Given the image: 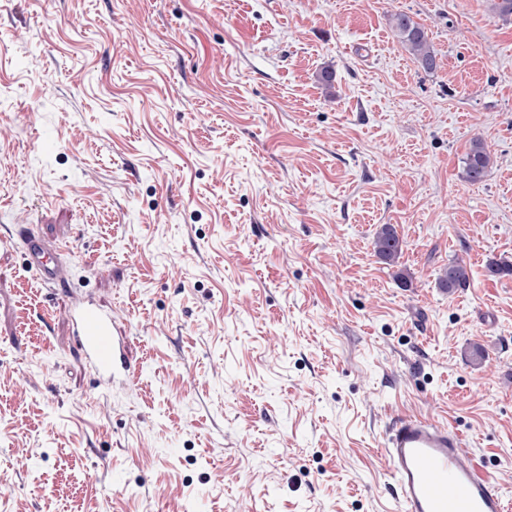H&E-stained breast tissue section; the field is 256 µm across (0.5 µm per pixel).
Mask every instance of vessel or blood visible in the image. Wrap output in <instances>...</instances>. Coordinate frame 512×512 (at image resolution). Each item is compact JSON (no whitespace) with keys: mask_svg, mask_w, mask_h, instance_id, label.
I'll return each instance as SVG.
<instances>
[{"mask_svg":"<svg viewBox=\"0 0 512 512\" xmlns=\"http://www.w3.org/2000/svg\"><path fill=\"white\" fill-rule=\"evenodd\" d=\"M14 232L28 268L44 288L67 284L63 244L45 240L29 224L15 225ZM71 319L75 341L99 390L129 379L131 367L112 312L88 299L75 305ZM383 455L396 488L395 512H512V505L463 450L460 436L447 426L399 417L385 439Z\"/></svg>","mask_w":512,"mask_h":512,"instance_id":"b4317fda","label":"vessel or blood"}]
</instances>
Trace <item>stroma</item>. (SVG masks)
Here are the masks:
<instances>
[{
    "label": "stroma",
    "mask_w": 512,
    "mask_h": 512,
    "mask_svg": "<svg viewBox=\"0 0 512 512\" xmlns=\"http://www.w3.org/2000/svg\"><path fill=\"white\" fill-rule=\"evenodd\" d=\"M492 5L0 0V236L35 225L70 267L47 291L0 243V512H390L403 415L448 425L512 499V275L486 269L512 262V16ZM76 293L126 330L134 377L101 399ZM392 28L399 41L425 71L436 69V53L424 26L406 13H396L392 17ZM462 174L465 181L478 183L485 177L491 163L490 152L480 140L470 144L463 160ZM402 243L395 227L391 224H384L376 232L374 249L382 261L391 264L400 258ZM470 276L467 264L462 260H452L438 277V287L444 292L452 293L459 288H466Z\"/></svg>",
    "instance_id": "stroma-1"
}]
</instances>
